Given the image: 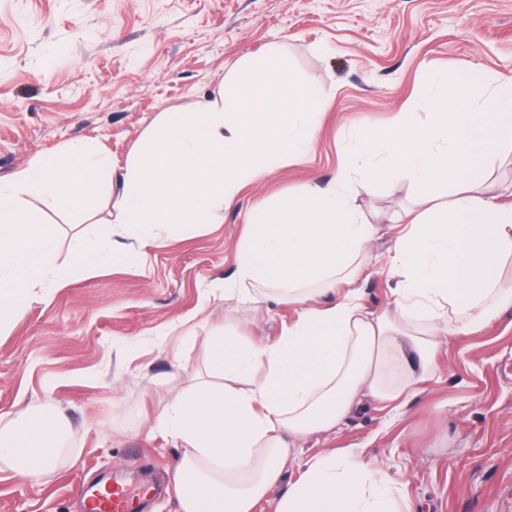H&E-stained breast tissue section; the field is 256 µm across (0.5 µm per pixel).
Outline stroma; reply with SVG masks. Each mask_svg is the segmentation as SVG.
Returning <instances> with one entry per match:
<instances>
[{
	"mask_svg": "<svg viewBox=\"0 0 512 512\" xmlns=\"http://www.w3.org/2000/svg\"><path fill=\"white\" fill-rule=\"evenodd\" d=\"M270 54L320 100L311 149L260 168L214 223L81 268L73 241L117 218L123 170L150 130L235 93ZM474 69L512 77V0H0V176L79 141L114 167L111 194L85 220L28 201L76 272L0 331V429L53 413L61 450L37 481L0 464V512H83L75 485L114 479L150 489L139 512H177L169 475L182 451L157 416L188 370L204 369L210 336L272 341L296 315L225 299L246 225L283 197L331 186L359 135L425 114L434 74ZM354 204L383 253L416 190L401 178ZM341 448L395 478L414 512H512V308L449 338L398 405L298 438L257 512H277L306 462Z\"/></svg>",
	"mask_w": 512,
	"mask_h": 512,
	"instance_id": "1",
	"label": "stroma"
}]
</instances>
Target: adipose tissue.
Listing matches in <instances>:
<instances>
[{
    "instance_id": "1",
    "label": "adipose tissue",
    "mask_w": 512,
    "mask_h": 512,
    "mask_svg": "<svg viewBox=\"0 0 512 512\" xmlns=\"http://www.w3.org/2000/svg\"><path fill=\"white\" fill-rule=\"evenodd\" d=\"M433 85L428 122L399 113L389 132L360 139L332 186L281 200L243 240L225 297L254 303L264 286L297 317L271 343L212 337L206 373L162 410L161 429L184 450L170 475L180 512H201L206 502L213 512H255L299 435L333 429L365 403L397 402L446 339L512 307V284L500 276L512 260V207L479 194L499 151L512 150V78L474 70ZM485 102L496 111L490 126ZM354 168L361 174L351 185ZM396 177L409 179L427 207L399 216L404 229L382 259L370 247L375 225L348 196ZM444 180L456 190L437 207L432 191ZM374 272L397 280L392 311L378 315L355 287ZM318 293L333 302L313 305ZM55 430L45 415L0 430V462L43 477ZM277 512L399 510L388 473L339 450L314 458Z\"/></svg>"
}]
</instances>
